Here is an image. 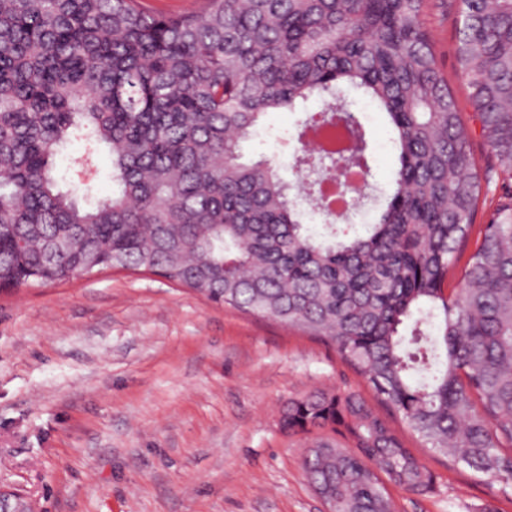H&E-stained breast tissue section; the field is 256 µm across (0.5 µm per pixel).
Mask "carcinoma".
<instances>
[{
  "label": "carcinoma",
  "instance_id": "carcinoma-1",
  "mask_svg": "<svg viewBox=\"0 0 512 512\" xmlns=\"http://www.w3.org/2000/svg\"><path fill=\"white\" fill-rule=\"evenodd\" d=\"M424 0H208L201 14L139 0H0V288L104 269L157 273L208 300L332 343L432 451L512 488V203L498 207L445 291L480 192L462 112L423 21ZM461 74L489 151L512 173V0H459ZM349 87L384 114L396 153L365 235L244 160L262 117L308 111L349 136L318 166L369 167ZM74 141L83 154L57 170ZM115 190L96 192L98 154ZM303 469L335 512H394L386 488L433 473L354 392L290 400Z\"/></svg>",
  "mask_w": 512,
  "mask_h": 512
}]
</instances>
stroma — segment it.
Returning a JSON list of instances; mask_svg holds the SVG:
<instances>
[{"mask_svg": "<svg viewBox=\"0 0 512 512\" xmlns=\"http://www.w3.org/2000/svg\"><path fill=\"white\" fill-rule=\"evenodd\" d=\"M443 73L476 158L475 226L512 194L487 152L455 58L457 0H425ZM372 149L375 193L395 156L384 116L348 89ZM295 113L271 112L246 156L294 181ZM373 393L328 344L148 272L102 270L0 293V488L34 512H324L301 471L312 441L289 435V400ZM391 426L436 476L434 492L389 493L396 512H512V493Z\"/></svg>", "mask_w": 512, "mask_h": 512, "instance_id": "stroma-1", "label": "stroma"}]
</instances>
